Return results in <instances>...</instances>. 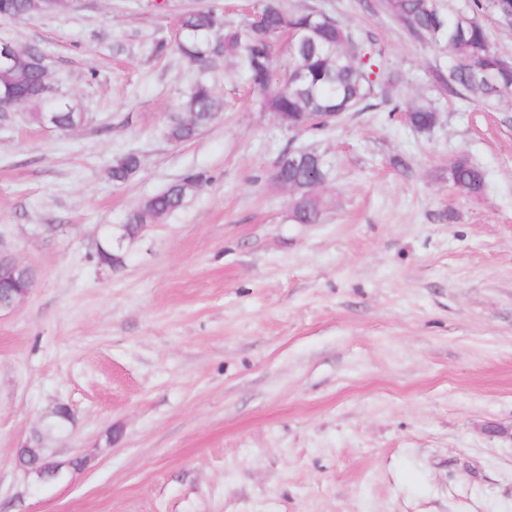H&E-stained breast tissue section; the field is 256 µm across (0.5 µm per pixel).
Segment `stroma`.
I'll return each mask as SVG.
<instances>
[{"instance_id":"obj_1","label":"stroma","mask_w":512,"mask_h":512,"mask_svg":"<svg viewBox=\"0 0 512 512\" xmlns=\"http://www.w3.org/2000/svg\"><path fill=\"white\" fill-rule=\"evenodd\" d=\"M287 2L371 37L399 82L296 132L238 59L180 56L163 0L0 21L85 115L0 123V249L34 271L0 315V512H512V439L485 431L512 424V94H449L450 50L379 7ZM438 3L512 57L488 0ZM199 81L224 110L173 142ZM414 100L430 131L402 119ZM291 149L325 163L320 223H295L273 179ZM461 151L481 195L448 176ZM129 152L140 171L112 184ZM190 173L206 183L121 241V268L95 263L108 227ZM60 403L72 418L47 445L82 466L44 483L15 455Z\"/></svg>"}]
</instances>
